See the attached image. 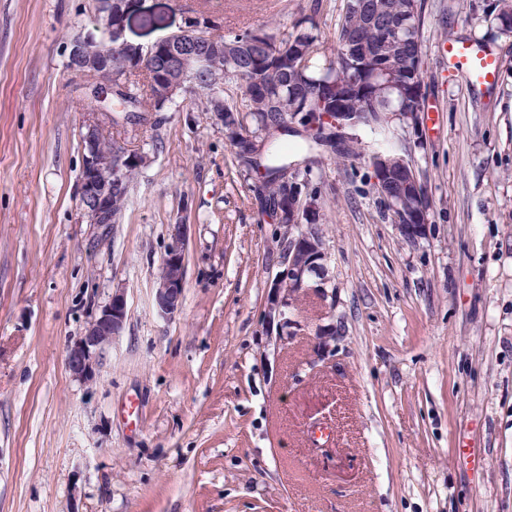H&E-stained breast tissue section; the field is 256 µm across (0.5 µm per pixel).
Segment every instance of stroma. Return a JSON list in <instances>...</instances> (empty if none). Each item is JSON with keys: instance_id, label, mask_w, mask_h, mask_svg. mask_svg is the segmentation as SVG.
I'll return each mask as SVG.
<instances>
[{"instance_id": "obj_1", "label": "stroma", "mask_w": 512, "mask_h": 512, "mask_svg": "<svg viewBox=\"0 0 512 512\" xmlns=\"http://www.w3.org/2000/svg\"><path fill=\"white\" fill-rule=\"evenodd\" d=\"M483 2L426 0L423 132L382 141L421 177L426 237L387 219L368 154L310 151L330 281L278 336L264 306L289 230L203 97L115 132L143 162L100 232L80 208L94 91L65 68L96 0H0V512H512V33ZM307 4L146 0L126 36L193 10L281 38ZM475 37L499 66L469 87L438 49ZM181 222L169 319L153 288ZM118 291L125 330L80 381L68 348Z\"/></svg>"}]
</instances>
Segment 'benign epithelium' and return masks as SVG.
I'll use <instances>...</instances> for the list:
<instances>
[{"mask_svg":"<svg viewBox=\"0 0 512 512\" xmlns=\"http://www.w3.org/2000/svg\"><path fill=\"white\" fill-rule=\"evenodd\" d=\"M144 0H102L97 28L108 33L102 41L95 35L80 34L70 43L67 71L87 83L102 82V74L120 70L129 62L118 54L132 42L126 38L131 17L141 14ZM220 24L212 15L185 12L182 22L168 35L137 48L155 56L157 82L165 101L185 89L187 81L202 76L223 98L224 47L213 43L210 32ZM103 110L93 105L86 111L85 148L82 157L80 205L87 223L98 227L113 224L112 195L125 183L126 168L136 161L128 149L117 150L103 144L110 126L100 120ZM428 211L403 215L396 225L404 240L415 243L425 235ZM300 231L288 237L287 257L274 279L276 291L268 298L265 324L268 330L284 333L291 324L288 308L304 288H322L328 282V252L323 235L313 232V225L300 224ZM187 225H176L170 237L156 280L155 301L159 313L173 316L180 308L185 286V246ZM127 320L126 300L121 294L94 316L76 337L67 352L69 371L78 379L93 378L102 349L123 331Z\"/></svg>","mask_w":512,"mask_h":512,"instance_id":"7a95c632","label":"benign epithelium"}]
</instances>
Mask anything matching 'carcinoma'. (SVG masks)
<instances>
[{"label": "carcinoma", "mask_w": 512, "mask_h": 512, "mask_svg": "<svg viewBox=\"0 0 512 512\" xmlns=\"http://www.w3.org/2000/svg\"><path fill=\"white\" fill-rule=\"evenodd\" d=\"M425 7V0H345L334 56L319 39L314 21L322 9L320 0H312L281 39L266 30L261 38L252 29L214 30L212 37L224 45V81L240 91L239 98L218 109L224 137L239 165L263 168L261 190L267 204L279 208L278 223H288L285 181L300 174L285 173L290 157L301 151L286 142L288 119L304 129L308 147L336 136V124L351 121L348 130L356 132V150L369 152L374 166L393 165L396 154L375 149L362 134L381 135L393 117L406 122L422 111ZM487 16L500 30L512 32V0H497ZM127 56L132 66L125 76L128 92L118 91L116 97L127 105L124 120L140 125L159 111L158 89L150 84V104H144L134 70L147 55L133 49ZM387 192L381 200L394 224L427 203L397 184Z\"/></svg>", "instance_id": "cac0c4a2"}]
</instances>
